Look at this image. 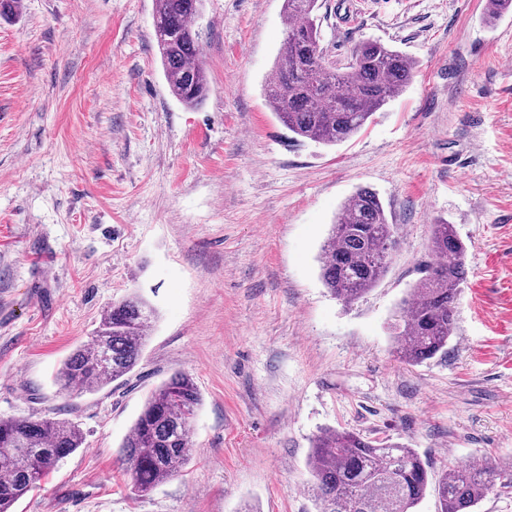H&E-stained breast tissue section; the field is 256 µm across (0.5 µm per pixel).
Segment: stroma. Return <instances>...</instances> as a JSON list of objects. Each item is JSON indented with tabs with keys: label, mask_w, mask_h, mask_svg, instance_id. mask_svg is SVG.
<instances>
[{
	"label": "stroma",
	"mask_w": 512,
	"mask_h": 512,
	"mask_svg": "<svg viewBox=\"0 0 512 512\" xmlns=\"http://www.w3.org/2000/svg\"><path fill=\"white\" fill-rule=\"evenodd\" d=\"M321 3L332 59L372 39L418 63L335 147L292 142L267 104L283 0H204L196 109L165 82L154 0H22L0 19V417L65 418L84 435L14 512H317L306 461L326 428L407 444L434 480L512 465V12ZM361 187L400 244L348 305L320 254ZM442 221L467 246L457 329L447 353L408 365L388 326ZM132 294L159 313L138 366L60 397L63 360ZM177 372L202 396L191 459L141 496L120 447Z\"/></svg>",
	"instance_id": "1"
}]
</instances>
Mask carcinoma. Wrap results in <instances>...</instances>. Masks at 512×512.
<instances>
[{
    "mask_svg": "<svg viewBox=\"0 0 512 512\" xmlns=\"http://www.w3.org/2000/svg\"><path fill=\"white\" fill-rule=\"evenodd\" d=\"M204 0H155L153 26L171 94L184 106L203 103L208 77L195 22ZM318 0H284L286 37L273 66L268 105L297 141L336 146L356 135L414 77L417 62L366 40L340 64L320 46ZM512 10V0H486L485 15ZM377 193L360 188L340 207L320 256L321 278L335 297L353 303L386 275L396 247ZM434 262L415 284L403 313L391 324L395 353L417 365L447 350L456 331V300L466 279L467 247L454 225L434 224ZM157 309L138 294L112 303L92 342L74 350L56 374L59 393H94L138 365ZM202 401L193 378L175 373L146 400L121 446L132 489L146 494L178 474L192 454L191 423ZM83 445L78 425L59 418H0V512L31 492ZM309 488L319 512H415L429 484L428 465L416 449L347 429L315 437L307 460ZM439 512H471L512 477L496 461L461 463L436 482Z\"/></svg>",
    "mask_w": 512,
    "mask_h": 512,
    "instance_id": "1",
    "label": "carcinoma"
}]
</instances>
